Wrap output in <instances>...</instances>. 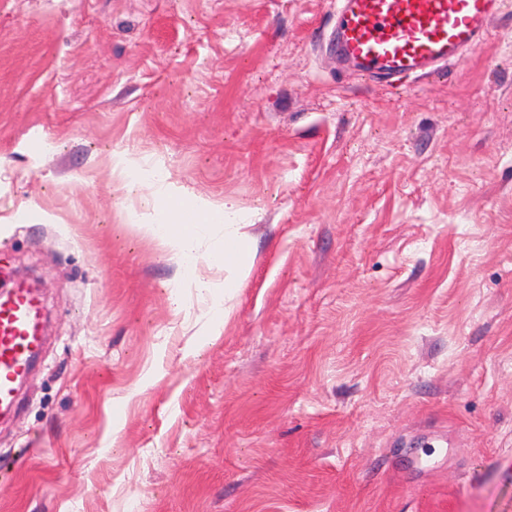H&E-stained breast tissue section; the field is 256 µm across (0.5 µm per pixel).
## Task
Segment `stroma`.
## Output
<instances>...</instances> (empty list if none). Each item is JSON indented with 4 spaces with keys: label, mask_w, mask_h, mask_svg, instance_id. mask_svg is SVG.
I'll use <instances>...</instances> for the list:
<instances>
[{
    "label": "stroma",
    "mask_w": 512,
    "mask_h": 512,
    "mask_svg": "<svg viewBox=\"0 0 512 512\" xmlns=\"http://www.w3.org/2000/svg\"><path fill=\"white\" fill-rule=\"evenodd\" d=\"M335 14L0 0V263L48 320L0 512H512V0L398 89ZM159 186L250 214L227 317L223 225L184 261Z\"/></svg>",
    "instance_id": "1"
}]
</instances>
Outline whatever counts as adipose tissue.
<instances>
[{
	"instance_id": "1",
	"label": "adipose tissue",
	"mask_w": 512,
	"mask_h": 512,
	"mask_svg": "<svg viewBox=\"0 0 512 512\" xmlns=\"http://www.w3.org/2000/svg\"><path fill=\"white\" fill-rule=\"evenodd\" d=\"M193 220L188 224H180L181 213L172 208L155 209L154 220L147 230L155 238L171 247L184 259H193L197 253L200 231L204 225L212 223L213 215L209 204L200 200L190 208ZM222 221L224 223V248L217 251L213 259L223 265L225 271L224 285L228 288L239 287L250 269L251 246L242 228L248 222L246 213L225 206ZM180 224L179 233H171L173 224Z\"/></svg>"
}]
</instances>
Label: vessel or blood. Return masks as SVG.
Segmentation results:
<instances>
[{
  "mask_svg": "<svg viewBox=\"0 0 512 512\" xmlns=\"http://www.w3.org/2000/svg\"><path fill=\"white\" fill-rule=\"evenodd\" d=\"M500 0H340L327 47L336 62L397 85L429 75L486 44ZM45 338L42 299L20 282L0 292V416L17 405L19 381Z\"/></svg>",
  "mask_w": 512,
  "mask_h": 512,
  "instance_id": "vessel-or-blood-1",
  "label": "vessel or blood"
}]
</instances>
